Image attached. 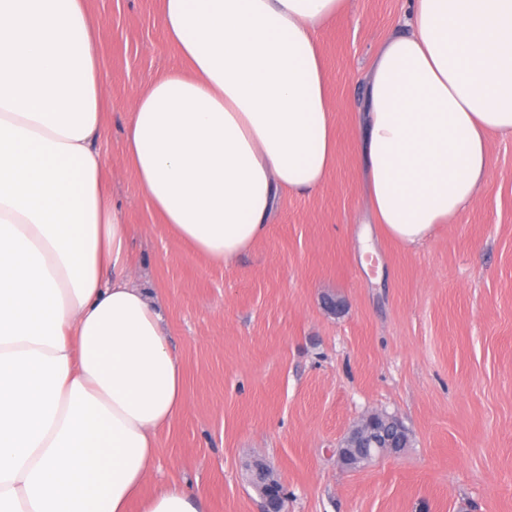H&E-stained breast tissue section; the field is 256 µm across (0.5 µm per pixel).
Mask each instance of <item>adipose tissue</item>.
Listing matches in <instances>:
<instances>
[{
	"mask_svg": "<svg viewBox=\"0 0 512 512\" xmlns=\"http://www.w3.org/2000/svg\"><path fill=\"white\" fill-rule=\"evenodd\" d=\"M87 0H0V512H208L152 484L186 406L165 310L95 147ZM182 70L133 97L124 158L162 226L228 266L336 156L318 34L350 0H157ZM375 224L402 247L473 205L512 135V0H410L359 115Z\"/></svg>",
	"mask_w": 512,
	"mask_h": 512,
	"instance_id": "1",
	"label": "adipose tissue"
}]
</instances>
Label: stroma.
Here are the masks:
<instances>
[{
	"label": "stroma",
	"mask_w": 512,
	"mask_h": 512,
	"mask_svg": "<svg viewBox=\"0 0 512 512\" xmlns=\"http://www.w3.org/2000/svg\"><path fill=\"white\" fill-rule=\"evenodd\" d=\"M88 8L109 101L97 147L185 375L186 409L158 434L161 479L209 512H256L244 465L260 458L288 512H512V136L493 137L475 203L417 249L368 221L357 114L407 0H351L320 32L334 169L225 268L160 226L124 160L135 91L182 66L157 0ZM374 411L408 448L343 467L337 448Z\"/></svg>",
	"instance_id": "35a3bbf8"
}]
</instances>
